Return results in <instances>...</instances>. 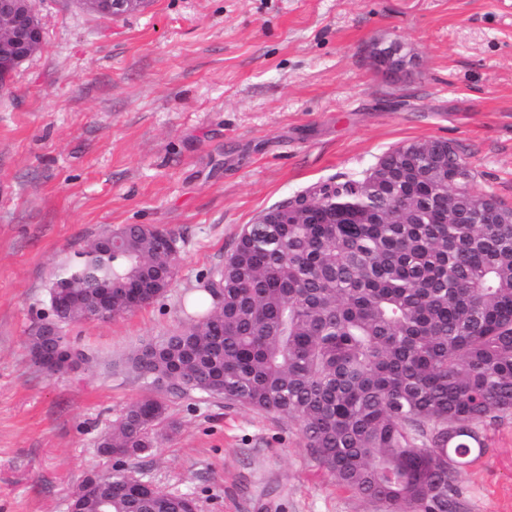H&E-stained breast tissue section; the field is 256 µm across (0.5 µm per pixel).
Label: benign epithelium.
<instances>
[{
    "instance_id": "benign-epithelium-1",
    "label": "benign epithelium",
    "mask_w": 512,
    "mask_h": 512,
    "mask_svg": "<svg viewBox=\"0 0 512 512\" xmlns=\"http://www.w3.org/2000/svg\"><path fill=\"white\" fill-rule=\"evenodd\" d=\"M141 0H86L85 5L97 13L132 12ZM43 43V25L34 0H0V83L37 50ZM370 64L380 73L392 74L404 66L400 50L392 43L386 47L373 44ZM43 366L68 371L77 368L80 360L68 346H58L52 352L36 351Z\"/></svg>"
}]
</instances>
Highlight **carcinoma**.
<instances>
[{
  "label": "carcinoma",
  "instance_id": "obj_1",
  "mask_svg": "<svg viewBox=\"0 0 512 512\" xmlns=\"http://www.w3.org/2000/svg\"><path fill=\"white\" fill-rule=\"evenodd\" d=\"M417 145L386 153L376 177L331 178L245 225L200 286L211 302L130 358L150 392L98 440L114 460L105 512H194L128 465L178 430L165 395L194 393L299 422L336 484L385 512H462L458 474L512 416V222L506 208L486 213L457 149ZM440 155L460 170L451 191ZM116 234L112 251L92 240L52 282L74 298L49 302L61 327L133 311L126 283L145 284L141 308L169 288L176 234Z\"/></svg>",
  "mask_w": 512,
  "mask_h": 512
}]
</instances>
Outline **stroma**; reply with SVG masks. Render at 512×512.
Returning a JSON list of instances; mask_svg holds the SVG:
<instances>
[{"label":"stroma","mask_w":512,"mask_h":512,"mask_svg":"<svg viewBox=\"0 0 512 512\" xmlns=\"http://www.w3.org/2000/svg\"><path fill=\"white\" fill-rule=\"evenodd\" d=\"M41 49L0 91V512H69L110 472L97 440L143 392L137 350L181 327L241 229L397 146L455 144L476 193L512 205V0H148L111 19L35 0ZM414 60L369 64L372 42ZM174 231L156 303L67 329L89 358L43 371L27 339L48 285L107 227ZM137 469L198 512H383L336 486L297 422L198 394ZM459 475L465 512H512V417Z\"/></svg>","instance_id":"stroma-1"}]
</instances>
